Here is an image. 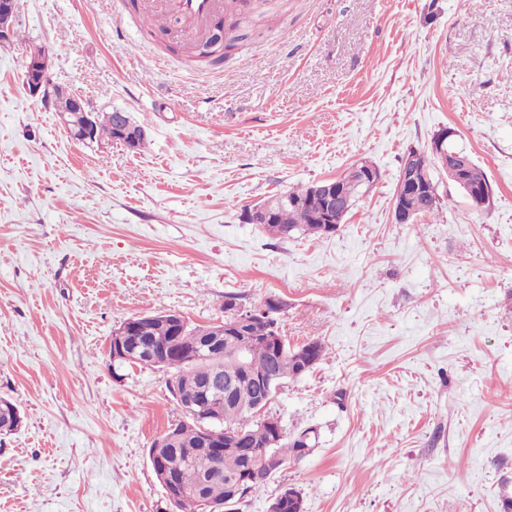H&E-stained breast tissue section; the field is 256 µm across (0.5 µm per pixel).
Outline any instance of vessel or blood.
<instances>
[{"mask_svg": "<svg viewBox=\"0 0 512 512\" xmlns=\"http://www.w3.org/2000/svg\"><path fill=\"white\" fill-rule=\"evenodd\" d=\"M245 4L246 0H143L142 14L155 29L192 47L223 22L227 10Z\"/></svg>", "mask_w": 512, "mask_h": 512, "instance_id": "b4317fda", "label": "vessel or blood"}]
</instances>
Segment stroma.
Instances as JSON below:
<instances>
[{"mask_svg":"<svg viewBox=\"0 0 512 512\" xmlns=\"http://www.w3.org/2000/svg\"><path fill=\"white\" fill-rule=\"evenodd\" d=\"M125 0H20L0 46V512H164L148 453L170 374L113 371V331L283 301L325 357L268 405L318 443L239 504L270 512H504L512 501V0H268L222 70L166 50ZM136 152L72 139L24 86L28 45ZM490 208L442 171L440 208L391 217L401 158L441 130ZM367 159L381 179L335 234L279 239L243 209ZM99 116L100 123L97 129V135L99 139L104 137L117 141L123 144L128 150L133 151L136 148V144L140 137L146 136V131L143 127H136L132 124L131 120L125 112H112L108 115L111 119L112 126L105 121V115ZM112 129L114 131V137L112 139Z\"/></svg>","mask_w":512,"mask_h":512,"instance_id":"stroma-1","label":"stroma"}]
</instances>
